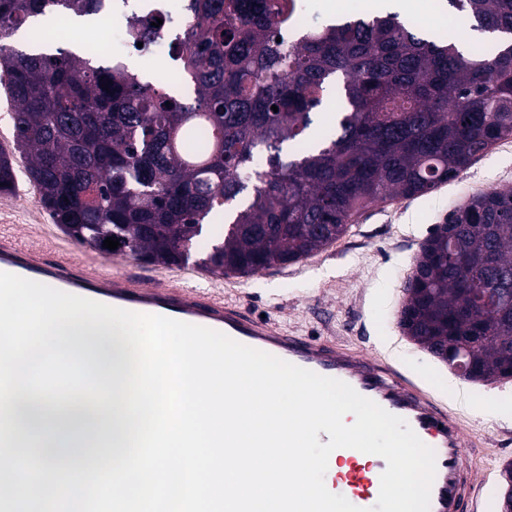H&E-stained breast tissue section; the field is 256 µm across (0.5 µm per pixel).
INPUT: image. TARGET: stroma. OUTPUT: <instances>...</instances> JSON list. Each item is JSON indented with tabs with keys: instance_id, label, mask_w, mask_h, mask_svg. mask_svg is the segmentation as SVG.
<instances>
[{
	"instance_id": "obj_1",
	"label": "stroma",
	"mask_w": 512,
	"mask_h": 512,
	"mask_svg": "<svg viewBox=\"0 0 512 512\" xmlns=\"http://www.w3.org/2000/svg\"><path fill=\"white\" fill-rule=\"evenodd\" d=\"M415 14L425 33H445L469 46L488 42L487 35L468 24H454L446 8H430L429 0H417ZM26 167L25 159H16V187L0 192V210L21 232L34 226L57 231ZM510 187L512 137L432 192L368 207L340 239L297 263L243 278L200 270L197 282L222 288L226 299L276 319L289 333L331 340L416 378L457 417L467 435L481 512H500L506 491L501 472L512 463V380L472 382L457 376L410 341L398 319L414 259L435 225L446 223L472 196Z\"/></svg>"
}]
</instances>
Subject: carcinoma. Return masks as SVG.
I'll return each mask as SVG.
<instances>
[{
    "label": "carcinoma",
    "instance_id": "obj_1",
    "mask_svg": "<svg viewBox=\"0 0 512 512\" xmlns=\"http://www.w3.org/2000/svg\"><path fill=\"white\" fill-rule=\"evenodd\" d=\"M116 0H0V88L15 104L0 192L27 159L39 203L76 242L164 265L193 244L213 273L250 276L335 242L363 208L424 195L512 137V43L488 54L428 37L397 14L338 18L291 43L293 0H183L130 18L132 46L171 40L192 94L88 42H46L50 22H92ZM475 30L512 35V0H447ZM162 19L163 24L152 23ZM26 28L29 50L8 40ZM336 87L340 107L311 134ZM277 106L278 111L271 110ZM232 208L226 224L209 223ZM403 332L470 380L512 378V189L472 197L421 244ZM497 289L472 316L473 289Z\"/></svg>",
    "mask_w": 512,
    "mask_h": 512
}]
</instances>
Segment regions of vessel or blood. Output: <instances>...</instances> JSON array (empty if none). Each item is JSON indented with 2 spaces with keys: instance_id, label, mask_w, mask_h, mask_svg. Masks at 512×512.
<instances>
[{
  "instance_id": "vessel-or-blood-1",
  "label": "vessel or blood",
  "mask_w": 512,
  "mask_h": 512,
  "mask_svg": "<svg viewBox=\"0 0 512 512\" xmlns=\"http://www.w3.org/2000/svg\"><path fill=\"white\" fill-rule=\"evenodd\" d=\"M0 272L138 314L161 315L219 331L246 346L298 367L349 384L387 412L403 418L435 452L436 473L429 512H479L476 478L466 451V434L457 418L411 377L392 365H378L366 356L325 340L289 334L272 319L257 318L223 291L190 288L155 274L144 277L108 269L104 263H76L69 244L40 238L27 243L12 226H0ZM106 436L82 435L68 468L86 474L115 457ZM331 458L339 495L364 508L376 504L380 477L387 467L379 456L362 463L353 448H338ZM33 461L34 455L13 426L0 422V496L13 498L17 479L11 461Z\"/></svg>"
}]
</instances>
